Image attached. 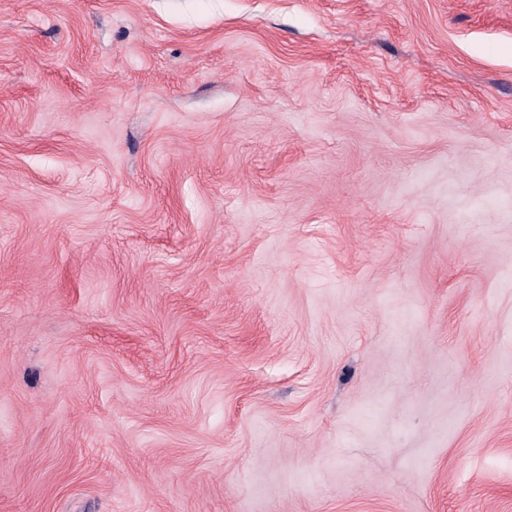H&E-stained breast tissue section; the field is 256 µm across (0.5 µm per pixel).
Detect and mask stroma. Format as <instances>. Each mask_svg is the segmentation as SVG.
Returning a JSON list of instances; mask_svg holds the SVG:
<instances>
[{
	"instance_id": "1",
	"label": "stroma",
	"mask_w": 512,
	"mask_h": 512,
	"mask_svg": "<svg viewBox=\"0 0 512 512\" xmlns=\"http://www.w3.org/2000/svg\"><path fill=\"white\" fill-rule=\"evenodd\" d=\"M0 512H512V0H0Z\"/></svg>"
}]
</instances>
